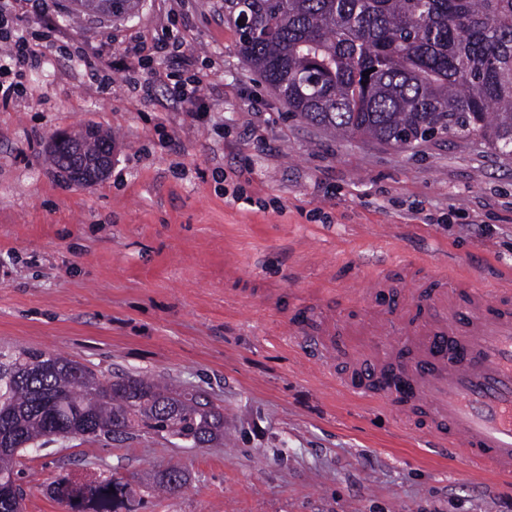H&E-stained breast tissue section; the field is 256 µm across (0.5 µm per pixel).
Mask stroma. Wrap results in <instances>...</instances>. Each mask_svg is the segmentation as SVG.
I'll list each match as a JSON object with an SVG mask.
<instances>
[{"label": "stroma", "instance_id": "1", "mask_svg": "<svg viewBox=\"0 0 512 512\" xmlns=\"http://www.w3.org/2000/svg\"><path fill=\"white\" fill-rule=\"evenodd\" d=\"M0 103V346L80 361L103 377L158 378L209 395L224 441L60 440L19 459L25 512H66L48 487L131 483L113 512H506L512 483L441 455L428 426L341 390L292 335L311 312L336 347L362 340L361 289L397 260L512 278V159L473 138L400 151L332 136L289 114L237 52L224 0H141L131 19L68 18ZM184 37L90 83L75 52L110 56ZM193 77L208 107L174 103ZM114 137L90 186L52 161L56 133ZM185 483L158 493L155 474ZM186 50H188V47L183 40L179 39L174 34H169L166 29L161 28V35L155 39L151 48H148L142 42H133L126 45L121 55L124 58H136L140 61L145 56L160 52L180 56L184 54ZM148 51L150 52L147 54L146 52Z\"/></svg>", "mask_w": 512, "mask_h": 512}]
</instances>
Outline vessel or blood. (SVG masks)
<instances>
[{
  "label": "vessel or blood",
  "instance_id": "1",
  "mask_svg": "<svg viewBox=\"0 0 512 512\" xmlns=\"http://www.w3.org/2000/svg\"><path fill=\"white\" fill-rule=\"evenodd\" d=\"M396 304L377 313L374 340L336 383L403 414H424L445 454H462L512 480V286L489 298L473 280L448 287L430 271L407 274ZM310 359L332 368L322 332L299 336Z\"/></svg>",
  "mask_w": 512,
  "mask_h": 512
}]
</instances>
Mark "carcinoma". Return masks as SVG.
Segmentation results:
<instances>
[{
	"label": "carcinoma",
	"instance_id": "obj_1",
	"mask_svg": "<svg viewBox=\"0 0 512 512\" xmlns=\"http://www.w3.org/2000/svg\"><path fill=\"white\" fill-rule=\"evenodd\" d=\"M74 4L77 17L129 18L140 0ZM224 18L245 64L289 112L327 133L398 149L476 137L512 157V0H224ZM60 434L204 447L224 440V413L196 391L132 375L103 381L61 354L1 346L0 512L24 498L19 457ZM156 483L177 490L184 474L173 466ZM53 492L70 512H112L131 488L104 478L87 492L57 481Z\"/></svg>",
	"mask_w": 512,
	"mask_h": 512
}]
</instances>
